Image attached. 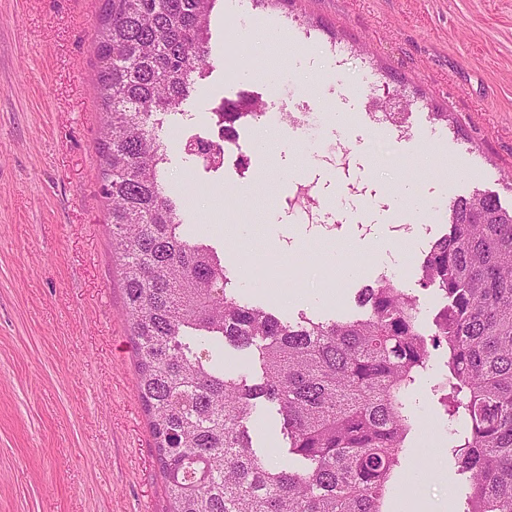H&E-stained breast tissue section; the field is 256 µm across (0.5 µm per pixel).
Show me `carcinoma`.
<instances>
[{"instance_id":"1","label":"carcinoma","mask_w":512,"mask_h":512,"mask_svg":"<svg viewBox=\"0 0 512 512\" xmlns=\"http://www.w3.org/2000/svg\"><path fill=\"white\" fill-rule=\"evenodd\" d=\"M216 2L104 0L94 50L100 192L169 512H383L418 425L409 394L437 350L459 512H512V209L449 203L448 232L420 261V287L443 299L428 331L418 297L387 276L358 290L353 319L289 322L242 302L217 248L183 235L165 180L164 119L185 115L209 73ZM246 99L215 108L224 138L258 116ZM221 337L252 351L259 382L195 349ZM266 403L301 466L254 449L249 423Z\"/></svg>"}]
</instances>
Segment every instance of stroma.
Masks as SVG:
<instances>
[{"label":"stroma","instance_id":"obj_1","mask_svg":"<svg viewBox=\"0 0 512 512\" xmlns=\"http://www.w3.org/2000/svg\"><path fill=\"white\" fill-rule=\"evenodd\" d=\"M102 2L0 0V512L169 508L100 194ZM212 29V68L171 131L206 133L221 98L264 112L236 127L241 162L214 172L173 149L185 224L223 250L243 301L284 320L357 313L358 290L394 275L431 325L441 300L419 264L449 203L512 209V0H220ZM386 90L404 132L367 117ZM301 186L316 223L288 210ZM286 252L296 282L264 277ZM443 361L411 395L420 425L386 512H458Z\"/></svg>","mask_w":512,"mask_h":512}]
</instances>
